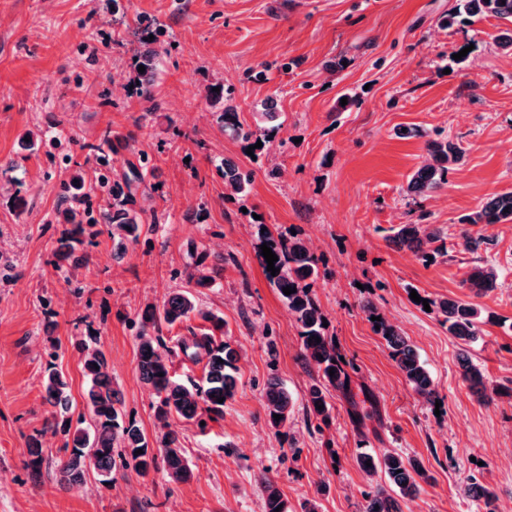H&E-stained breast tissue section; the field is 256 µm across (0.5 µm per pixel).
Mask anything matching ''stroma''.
<instances>
[{
    "label": "stroma",
    "mask_w": 512,
    "mask_h": 512,
    "mask_svg": "<svg viewBox=\"0 0 512 512\" xmlns=\"http://www.w3.org/2000/svg\"><path fill=\"white\" fill-rule=\"evenodd\" d=\"M455 0H0V512H262L270 477L294 512H361L373 486L360 452L394 448L417 459L429 481L400 499L402 512H484L458 489L477 477L512 506V224H464L482 200L512 190V55L498 47L506 22L481 17L444 27ZM153 20L163 52L152 93L159 109L125 86L138 22ZM466 51L464 62L455 55ZM233 90L241 119L263 102L278 112L287 149L250 156L224 133L205 102L215 80ZM355 105L337 111L340 97ZM40 130L38 150L21 145ZM112 132L115 174L141 157L150 164L134 192L142 234L125 251L107 233L85 244L89 263L71 270L56 253L65 224L62 185L75 167L99 172L91 145ZM444 136L466 150L448 182L425 198L405 192ZM227 159L254 172L247 196L225 197L215 168ZM278 167L277 179L266 175ZM295 230L328 274L312 292L351 369L353 393L368 390L379 420L357 430L351 406L325 393L329 427L306 415L319 379L302 360L299 328L257 259L255 220ZM400 224H432L445 254L423 261L390 245ZM484 238L477 252L462 233ZM223 256L217 288L200 289L201 309L223 317V340L240 353L239 382L223 417L206 429L171 419L193 469L175 484L134 466L111 482L57 483L65 437L46 427L41 378L46 353L85 411L77 344L96 334L122 393L124 421L149 443L162 432L155 397L137 372L139 316L185 287L196 260ZM493 264L496 289L481 303L497 318L471 353L498 393L478 402L460 375L455 339L414 295L468 298L476 261ZM371 300L413 343L430 370L438 402L406 382L362 310ZM277 375L294 400L273 426L262 396ZM39 443L40 477L27 466Z\"/></svg>",
    "instance_id": "1"
}]
</instances>
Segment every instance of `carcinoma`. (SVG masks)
<instances>
[{
    "label": "carcinoma",
    "mask_w": 512,
    "mask_h": 512,
    "mask_svg": "<svg viewBox=\"0 0 512 512\" xmlns=\"http://www.w3.org/2000/svg\"><path fill=\"white\" fill-rule=\"evenodd\" d=\"M493 16L512 22V0H456V6L448 14V24L459 18ZM137 65L145 67L133 79L136 94L151 103L148 111L157 109L153 103L152 85L158 67V50L145 42V48L138 56ZM219 91H214V88ZM206 101L215 109L216 119L224 129H229L249 146L257 142L269 143L278 130L267 122L274 120V112L254 113L255 125L240 120L239 112L233 105L231 90L216 82L207 88ZM112 131L102 134L98 145L92 146L95 162L104 169L98 183L85 190L80 173H75L71 182L64 186L62 202L66 205L64 218L68 228L64 229L57 240V253L72 261L78 269L87 263L86 254H76L77 245L83 243L82 236L86 226L91 223L103 224L110 238L118 239V246L124 242L136 243L139 240L142 221L139 212L132 208L131 179L128 175L109 177L112 171L111 149ZM430 160L421 165L407 182L409 195L423 196L441 187L448 181L449 166L458 164L465 157L461 144L446 137L435 138L427 142ZM224 183L232 197H243L253 179V171L244 170L235 163L226 160L222 164ZM101 192L109 201L100 208L98 218L91 219L86 209V199L90 192ZM469 224H512V190L494 193L487 197L477 210L466 218ZM259 244L267 245L278 257L274 263L279 269L276 275L267 271L268 263L263 255H258L259 264L270 284L276 288L288 313L293 316L302 339V358L306 364H314L320 372V381L311 385L307 395V413L317 417L322 426L330 423V408L325 400L324 385L338 391H346L349 376L342 358L339 356L336 341L327 336L323 326L325 315L312 295V284L319 276V262L313 251L300 235H285L269 230L257 234ZM441 239L438 229L428 224H401L389 241L398 249H407L424 259L429 253L424 246ZM224 259L210 268L197 265L188 273V282L197 288H211L216 285L223 271ZM498 273L495 267L486 262L473 265L466 278L467 288L473 297L481 298L496 288ZM291 287L296 292L286 295L283 288ZM430 308L442 317V323L448 326V332L456 338L463 348L458 354L461 377L481 402H490L495 394L489 378L483 369L469 355L468 347L482 336V325L494 321V316L484 315V308L471 301L462 299H428ZM211 322L213 328H224V320L211 312L202 311L193 294L186 291L170 293L161 305H148L142 312L138 344V376L141 382L156 396L155 414L167 431L163 433L158 447H149L142 430L134 423L126 425L120 422L122 398L112 379V371L104 352L97 346L95 337L81 343L82 369L87 381L86 400L91 413V422L84 416L73 417L69 399V382L57 369V353L50 352L48 367L42 379L44 400L51 407L50 425L62 424L66 440L63 445L64 457L56 465V479L60 485L77 488L84 484L86 472L92 467L102 477L112 475L116 460L131 459L137 473L146 477L158 469L163 470L167 478L174 483L190 480L192 470L184 455L179 435L169 428V419L177 416L200 425L224 415V404L234 396L236 388L237 362L239 353L224 341H216L213 334L195 336L189 341L178 344L183 355L193 362L206 360L205 384H186L172 371L167 357L170 349L160 337L152 334L158 322L170 326L189 320L193 316ZM372 325L380 326L377 333L385 340L392 360L404 375L412 389L425 401L432 403L436 399L433 381L425 364L407 339L401 336L395 327L385 318L375 320ZM318 337L319 341L312 340ZM334 374H329V371ZM264 399L268 415L277 414L281 419L271 420L274 426L288 422L293 403L288 390L279 378L270 377L264 386ZM142 453H137V450ZM27 467L35 477L41 476L44 463L42 448L38 444L29 447ZM359 468L368 476L383 474L392 490L403 498L415 497L421 483L429 481L424 468L415 459H406L394 449H387L379 456L360 453L357 458ZM461 495L483 502L485 512H496L494 507L496 492L477 478L469 479L461 487ZM365 505L362 512H402L398 500L381 485L363 492ZM291 512L288 501L271 479L265 481L264 512Z\"/></svg>",
    "instance_id": "1"
}]
</instances>
